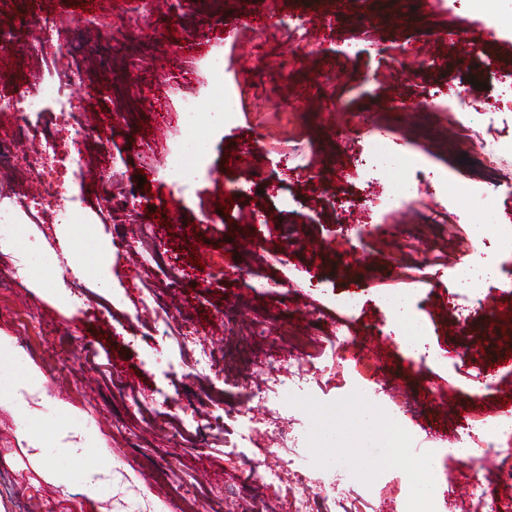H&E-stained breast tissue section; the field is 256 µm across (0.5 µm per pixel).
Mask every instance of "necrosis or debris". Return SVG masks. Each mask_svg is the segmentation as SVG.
<instances>
[{
	"label": "necrosis or debris",
	"mask_w": 512,
	"mask_h": 512,
	"mask_svg": "<svg viewBox=\"0 0 512 512\" xmlns=\"http://www.w3.org/2000/svg\"><path fill=\"white\" fill-rule=\"evenodd\" d=\"M79 72V59L63 64L58 56L51 55L46 57L33 82L15 84L0 92V170L9 171L13 177L10 190L0 200L1 224H13L20 219L36 224L47 213L64 221L77 218L80 208L75 198L60 193L59 179L51 175L46 164L49 158H57L63 179L82 186L87 180V160L80 151H60L57 142L44 136L43 130L51 124L58 126L76 142L87 136L89 121L85 113L77 110L72 95ZM367 133V146L355 165L357 179L369 177L375 168L385 163L390 164L393 179L385 191L366 198L362 208L400 213L411 202L410 179L425 177V162L415 154L390 162V150L381 129L374 126L368 128ZM508 151L512 152V132L504 130L493 145L482 149L483 163L489 170L485 189L452 184L447 176L440 175L436 178L438 195L446 201L465 198L485 210L496 208L497 191L502 181L495 172L499 168L500 155ZM134 243L140 259L169 287L179 288L186 283V269L168 261L153 225H140ZM137 311L150 314L154 329L184 351L185 356L180 360L184 370L204 375L210 383L201 417L189 427L173 422L166 413L160 412L159 399L148 401V408L156 412L154 427L160 429L171 446L186 447L197 440L219 437L224 441L226 458L249 460L247 477L237 476L224 484L225 495L231 497L242 496L247 483L275 487L283 484L285 474H293L295 480L287 485V496L257 503L256 512H356L355 500L310 484L306 473L312 465V456L292 435L290 428L282 425L269 431L257 428L249 404L253 397L262 398L270 416L280 413L276 383L272 378L280 366L279 360L266 356L251 363L248 373L233 380L226 379L221 364L224 357L238 354L236 345L225 346L223 353L218 354L197 343L192 324L176 322L157 289L142 290ZM356 342V337L347 331L300 340L301 356L291 365V377L301 386H308L310 372L315 366H335L340 350L354 348ZM228 392L239 393L245 399L244 404L230 415L224 412V395ZM491 461L497 464L494 480L512 485V425H505L501 420L491 423L485 438L478 440L476 448L466 452L461 459L463 470L470 475L467 488L470 512H502L501 504L483 492V476Z\"/></svg>",
	"instance_id": "obj_1"
}]
</instances>
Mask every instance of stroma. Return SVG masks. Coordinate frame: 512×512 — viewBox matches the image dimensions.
Masks as SVG:
<instances>
[{
	"instance_id": "35a3bbf8",
	"label": "stroma",
	"mask_w": 512,
	"mask_h": 512,
	"mask_svg": "<svg viewBox=\"0 0 512 512\" xmlns=\"http://www.w3.org/2000/svg\"><path fill=\"white\" fill-rule=\"evenodd\" d=\"M112 19L110 37L94 42L73 93L78 108L94 110L110 137L99 142L87 135L80 148L96 175L97 187L81 195L85 221L15 227L23 246L0 249V269L20 262L21 280L0 285V338L13 340L7 326L15 318L26 326V344L15 352L37 374L33 402L37 416L29 424L42 442L34 452L12 404L0 398V512H170V487L146 491L144 473L168 460L174 468L189 465L201 485L196 512H210V489L234 462L219 442L192 448L162 446L159 433L147 423L141 395L170 393L167 413L175 420L199 414L203 386L152 363L159 338L148 335V318L128 321L144 285L163 288L131 249L115 248L116 235L131 236L135 225L150 223L153 214L170 221L166 235L172 257L192 256L201 245L227 274L200 270L201 285L171 292L176 319H188L197 337L221 347L225 322L233 311L264 323L266 335L250 337L254 355L275 354L284 365L279 379L282 422L306 442L318 462L308 479L330 485L353 497L360 483L371 486L370 512H402L406 498L420 483L443 487L434 512H466L462 490L469 475L448 450L482 421L512 412V258L482 244L483 223L512 225V195L501 194L496 209L483 213L469 202L441 209L431 193L414 197L408 217L373 212L359 220L363 191L353 172L366 143L364 115L379 119L392 147L424 156L429 172L476 187L484 179L476 153H463L455 119L447 109H427L423 94L455 87L466 96L470 111L481 113V135L491 128L512 129V0H497L494 18H487L469 0H370L368 7L343 8L339 0H191L173 15L159 8L147 21L138 18V0H13L8 22L39 11L58 18L81 13L83 6ZM262 10L256 24L226 35L221 16L250 7ZM305 19L314 36V50L293 51L278 15L281 10ZM371 19L384 52L359 40L358 22ZM480 33L482 43L470 52L467 31ZM423 48L427 66L401 69L410 48ZM248 49L253 63L240 68L237 58ZM197 59L192 80L178 85L166 66L182 50ZM233 84L232 123L214 121L222 82ZM198 102V120L208 130L200 149L203 165L196 178L179 183L169 176V154L190 152L189 122L181 94ZM251 149L249 169L237 163ZM300 173L284 178L279 163ZM118 170L135 202L110 198L102 184ZM147 176V188L138 185ZM281 183L292 196L282 207L267 188ZM237 186L226 196L225 185ZM230 210H223V202ZM111 211L110 223L99 215ZM111 259L116 296L94 286V274ZM493 266L496 280L481 295H472L459 276L464 263ZM275 280V287L252 290L246 275ZM355 290L358 310L337 308L335 297ZM387 294L407 296L425 330L426 359L403 351L390 327L394 322ZM101 304L108 315L83 313L79 300ZM456 304L469 316L451 321L447 309ZM494 307L497 319L479 314V304ZM318 310L311 323L307 310ZM351 330L361 346L384 341V351L371 362L357 359L344 372L315 375L314 389L323 405L296 393L288 365L298 336H329ZM94 346L110 371L80 360L85 346ZM376 379L384 388L378 401L361 400L352 377ZM489 385L480 394L471 388L478 377ZM441 387L444 402L422 406L415 434L406 447L381 440L386 421L402 407L392 394L406 391L409 400L422 390ZM87 447L68 453L73 434ZM113 463L100 468L101 460ZM423 462L419 483L402 479L411 462ZM96 472L98 492L83 488Z\"/></svg>"
}]
</instances>
